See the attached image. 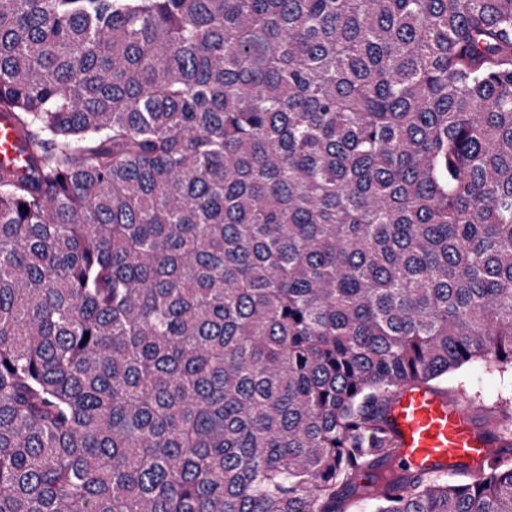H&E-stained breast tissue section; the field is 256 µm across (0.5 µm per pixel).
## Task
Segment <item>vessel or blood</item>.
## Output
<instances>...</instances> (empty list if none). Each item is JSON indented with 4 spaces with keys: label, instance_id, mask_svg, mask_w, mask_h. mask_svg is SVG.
<instances>
[{
    "label": "vessel or blood",
    "instance_id": "1",
    "mask_svg": "<svg viewBox=\"0 0 512 512\" xmlns=\"http://www.w3.org/2000/svg\"><path fill=\"white\" fill-rule=\"evenodd\" d=\"M28 153L23 132L0 113V169L24 173ZM396 463L413 475L442 473L459 465L482 467L512 452V429L479 419L463 396L447 397L422 385L397 391L385 412Z\"/></svg>",
    "mask_w": 512,
    "mask_h": 512
}]
</instances>
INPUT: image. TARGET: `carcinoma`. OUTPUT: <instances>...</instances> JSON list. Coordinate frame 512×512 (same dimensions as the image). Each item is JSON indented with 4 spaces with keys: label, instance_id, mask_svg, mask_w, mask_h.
<instances>
[{
    "label": "carcinoma",
    "instance_id": "carcinoma-1",
    "mask_svg": "<svg viewBox=\"0 0 512 512\" xmlns=\"http://www.w3.org/2000/svg\"><path fill=\"white\" fill-rule=\"evenodd\" d=\"M1 108L0 512H512L384 416L512 367V0H0ZM28 166V153L23 132L8 112L0 113V169L23 174Z\"/></svg>",
    "mask_w": 512,
    "mask_h": 512
}]
</instances>
